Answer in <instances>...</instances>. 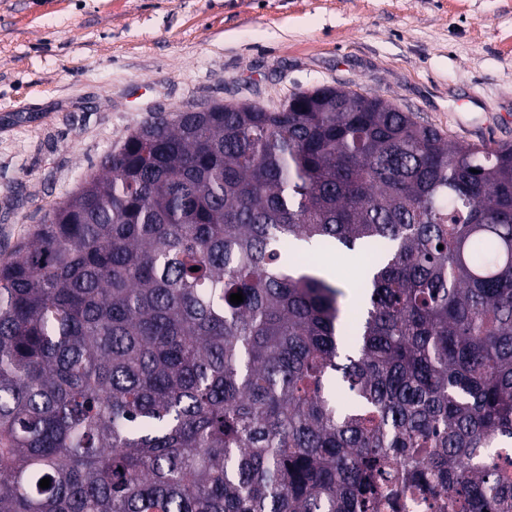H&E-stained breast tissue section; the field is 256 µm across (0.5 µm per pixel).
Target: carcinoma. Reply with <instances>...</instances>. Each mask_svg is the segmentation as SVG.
<instances>
[{
  "label": "carcinoma",
  "mask_w": 512,
  "mask_h": 512,
  "mask_svg": "<svg viewBox=\"0 0 512 512\" xmlns=\"http://www.w3.org/2000/svg\"><path fill=\"white\" fill-rule=\"evenodd\" d=\"M298 241L363 257L352 317ZM493 443L512 144L377 94L152 116L0 262V512H506ZM453 504V507H451ZM399 512H466L455 501L444 498L439 504L424 502L416 496H408L402 500V508Z\"/></svg>",
  "instance_id": "cac0c4a2"
}]
</instances>
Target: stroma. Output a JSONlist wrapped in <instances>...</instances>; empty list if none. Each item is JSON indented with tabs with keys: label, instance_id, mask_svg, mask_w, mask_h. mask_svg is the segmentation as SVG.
Masks as SVG:
<instances>
[{
	"label": "stroma",
	"instance_id": "35a3bbf8",
	"mask_svg": "<svg viewBox=\"0 0 512 512\" xmlns=\"http://www.w3.org/2000/svg\"><path fill=\"white\" fill-rule=\"evenodd\" d=\"M322 86L512 144V0H0V260L150 115Z\"/></svg>",
	"mask_w": 512,
	"mask_h": 512
}]
</instances>
